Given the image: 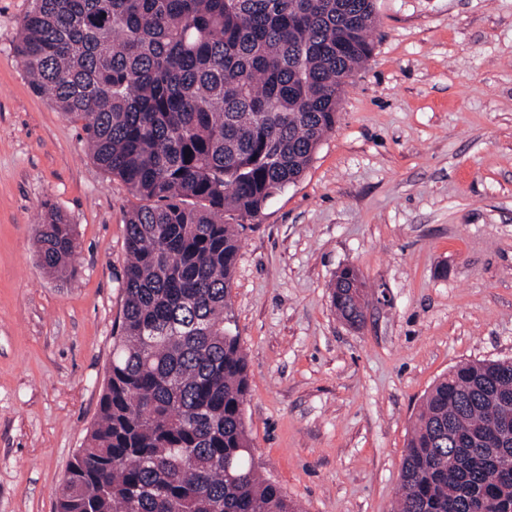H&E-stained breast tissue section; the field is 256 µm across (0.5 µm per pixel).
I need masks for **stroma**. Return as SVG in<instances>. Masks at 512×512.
Here are the masks:
<instances>
[{
	"mask_svg": "<svg viewBox=\"0 0 512 512\" xmlns=\"http://www.w3.org/2000/svg\"><path fill=\"white\" fill-rule=\"evenodd\" d=\"M31 0H0V512H56L98 418L138 203L16 52ZM372 54L304 175L236 211L230 302L262 474L301 512H396L425 393L455 365L512 360V0H375ZM75 228V275L34 230ZM346 267L364 321L336 313ZM38 259L43 269L68 278L72 275V259L78 248L74 227L65 214L48 211L46 219L37 225Z\"/></svg>",
	"mask_w": 512,
	"mask_h": 512,
	"instance_id": "1",
	"label": "stroma"
}]
</instances>
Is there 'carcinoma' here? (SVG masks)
Returning <instances> with one entry per match:
<instances>
[{
    "instance_id": "cac0c4a2",
    "label": "carcinoma",
    "mask_w": 512,
    "mask_h": 512,
    "mask_svg": "<svg viewBox=\"0 0 512 512\" xmlns=\"http://www.w3.org/2000/svg\"><path fill=\"white\" fill-rule=\"evenodd\" d=\"M374 0H32L17 43L33 89L83 122L92 158L144 204L126 224L125 302L98 420L57 512H298L258 473L249 370L231 329L239 251L224 210L261 212L336 125L371 54ZM43 269L72 275L61 211ZM358 272L332 304L359 323ZM512 361H469L427 393L399 512H512Z\"/></svg>"
}]
</instances>
